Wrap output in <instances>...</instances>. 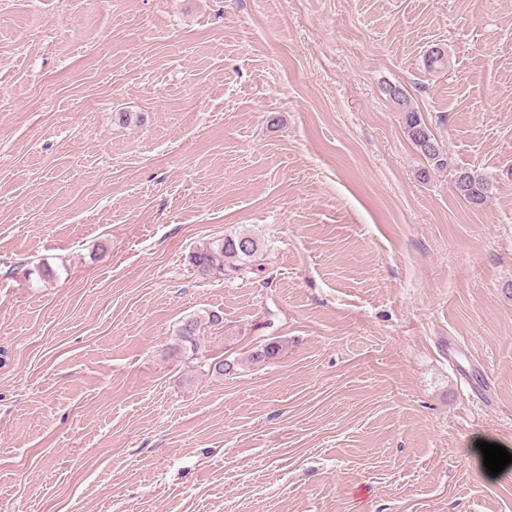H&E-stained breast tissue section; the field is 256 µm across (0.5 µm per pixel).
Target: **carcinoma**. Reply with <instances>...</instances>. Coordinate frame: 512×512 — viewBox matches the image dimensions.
Masks as SVG:
<instances>
[{
  "mask_svg": "<svg viewBox=\"0 0 512 512\" xmlns=\"http://www.w3.org/2000/svg\"><path fill=\"white\" fill-rule=\"evenodd\" d=\"M389 96L404 109V122L407 136L416 150L426 159L429 166L442 170L448 168V157L422 115L408 108L404 90L391 86ZM456 193L474 207L485 204L490 182L487 178L470 169H458L452 174ZM259 252V244L250 234L239 232L217 239L192 252L190 264L196 272L203 275L222 274L227 278L252 266ZM200 324L196 318L184 321L178 336L184 343L196 342ZM280 348L274 342L255 347L250 353V360L255 364L264 363L279 354Z\"/></svg>",
  "mask_w": 512,
  "mask_h": 512,
  "instance_id": "carcinoma-1",
  "label": "carcinoma"
}]
</instances>
